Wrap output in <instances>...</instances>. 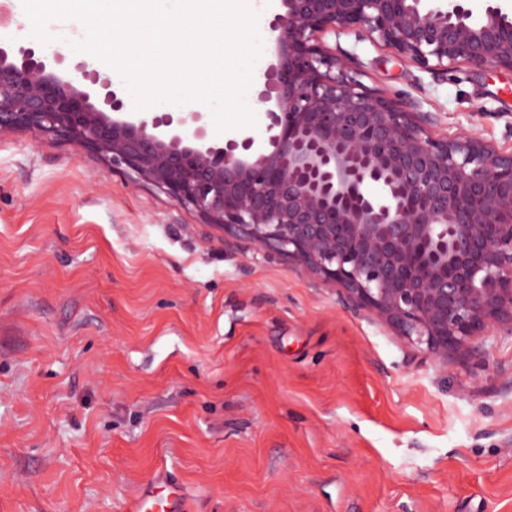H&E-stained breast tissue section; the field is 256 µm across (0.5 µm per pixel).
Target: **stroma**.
Instances as JSON below:
<instances>
[{
    "instance_id": "obj_1",
    "label": "stroma",
    "mask_w": 512,
    "mask_h": 512,
    "mask_svg": "<svg viewBox=\"0 0 512 512\" xmlns=\"http://www.w3.org/2000/svg\"><path fill=\"white\" fill-rule=\"evenodd\" d=\"M434 136L512 152V71L354 37ZM438 361L293 260L95 154L0 134V512H512V333ZM160 483L167 486L166 496L152 491L153 486ZM126 507L127 512H184L187 501L179 486L169 483L163 474H158L144 492Z\"/></svg>"
}]
</instances>
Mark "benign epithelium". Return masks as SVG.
<instances>
[{"label":"benign epithelium","instance_id":"obj_1","mask_svg":"<svg viewBox=\"0 0 512 512\" xmlns=\"http://www.w3.org/2000/svg\"><path fill=\"white\" fill-rule=\"evenodd\" d=\"M268 22L275 93L262 133L212 143L180 127L201 113L132 118L96 72L62 76L35 47L0 46V133L71 141L153 185L206 224L293 259L432 356L512 332V153L468 132L437 138L435 117L361 82L343 35L419 68L512 70V16L462 0H282ZM335 37L326 46L321 37ZM106 90L91 101L81 81Z\"/></svg>","mask_w":512,"mask_h":512}]
</instances>
